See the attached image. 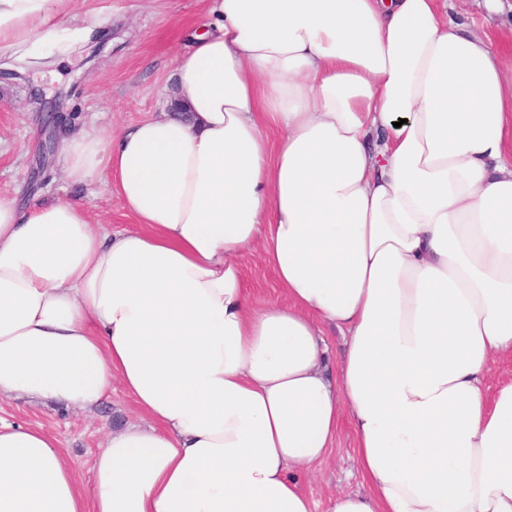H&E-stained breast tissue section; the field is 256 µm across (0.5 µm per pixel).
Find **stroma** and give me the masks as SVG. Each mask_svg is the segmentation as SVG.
<instances>
[{
	"label": "stroma",
	"mask_w": 512,
	"mask_h": 512,
	"mask_svg": "<svg viewBox=\"0 0 512 512\" xmlns=\"http://www.w3.org/2000/svg\"><path fill=\"white\" fill-rule=\"evenodd\" d=\"M110 9L99 52H80L42 73L0 80V196L26 201L74 198L89 203L94 223L105 229H131L135 220L117 194L100 183H69L60 155H52L41 182L32 171L42 154V115L55 110L72 115V129L95 125L117 132L143 118L169 111V78L176 57L189 47L190 35L208 21L203 0H93ZM462 16L471 28L492 30L512 25V9L495 0H464ZM243 281L252 307L283 300L276 276L257 251L243 261ZM0 419L42 424L65 448L68 460L90 479L92 458L112 430L142 423L134 401L120 385L93 408L43 405L25 398L0 401ZM318 512L338 491L362 489L349 426H341L327 461L299 478Z\"/></svg>",
	"instance_id": "35a3bbf8"
}]
</instances>
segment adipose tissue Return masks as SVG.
Listing matches in <instances>:
<instances>
[{"label":"adipose tissue","instance_id":"1","mask_svg":"<svg viewBox=\"0 0 512 512\" xmlns=\"http://www.w3.org/2000/svg\"><path fill=\"white\" fill-rule=\"evenodd\" d=\"M0 0V71L101 29ZM178 111L65 134L68 180L135 218L0 198V397L87 408L120 382L85 486L40 425L0 422V512H315L300 474L341 420L367 493L328 512H512V28L447 0H207ZM258 245L286 300L251 308ZM344 338L335 375L327 331Z\"/></svg>","mask_w":512,"mask_h":512}]
</instances>
